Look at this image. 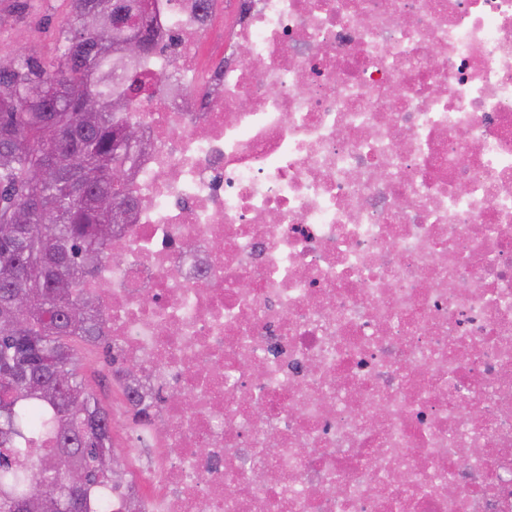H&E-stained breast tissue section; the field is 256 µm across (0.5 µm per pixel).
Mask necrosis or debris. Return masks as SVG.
Instances as JSON below:
<instances>
[{"mask_svg": "<svg viewBox=\"0 0 512 512\" xmlns=\"http://www.w3.org/2000/svg\"><path fill=\"white\" fill-rule=\"evenodd\" d=\"M156 18L112 512H512V0Z\"/></svg>", "mask_w": 512, "mask_h": 512, "instance_id": "necrosis-or-debris-1", "label": "necrosis or debris"}]
</instances>
